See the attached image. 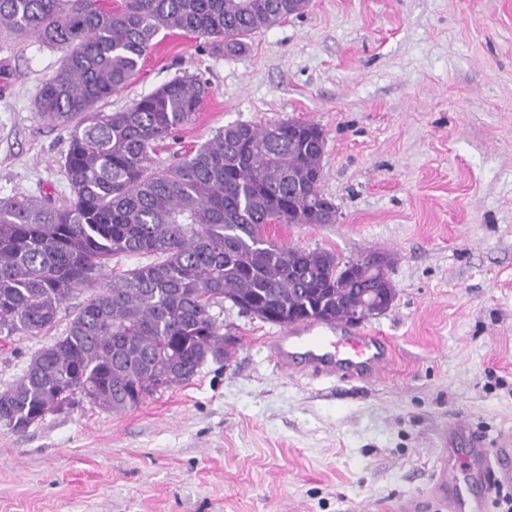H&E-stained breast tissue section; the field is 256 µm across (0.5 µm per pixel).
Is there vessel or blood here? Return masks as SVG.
<instances>
[{
  "label": "vessel or blood",
  "instance_id": "b4317fda",
  "mask_svg": "<svg viewBox=\"0 0 512 512\" xmlns=\"http://www.w3.org/2000/svg\"><path fill=\"white\" fill-rule=\"evenodd\" d=\"M276 366L288 369L293 357H301L312 371L329 378L367 381L380 374L391 361V343L361 329L340 323L315 322L297 325L265 341ZM449 446H463L469 476L477 493L458 494V474L450 458H442L431 473L432 491L440 504L452 512H488L491 499L504 485L512 483V433L489 440L472 432L464 420L454 421L448 434Z\"/></svg>",
  "mask_w": 512,
  "mask_h": 512
}]
</instances>
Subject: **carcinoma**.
Here are the masks:
<instances>
[{"label": "carcinoma", "instance_id": "1", "mask_svg": "<svg viewBox=\"0 0 512 512\" xmlns=\"http://www.w3.org/2000/svg\"><path fill=\"white\" fill-rule=\"evenodd\" d=\"M308 0H0V33L32 35L62 51L37 91L40 115L68 130L72 198L0 200V339L51 328L61 306L94 287L118 255L156 260L112 275L0 391V428L22 433L86 401L121 412L149 393L224 360L213 308L287 327L340 320L360 289L388 275L363 255L342 271L336 254L273 240V224H320L336 204L320 188L315 123L237 124L181 160L153 155L195 120L209 85L172 79L127 109L99 103L127 86L162 32L206 37L239 53L249 36Z\"/></svg>", "mask_w": 512, "mask_h": 512}]
</instances>
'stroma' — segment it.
<instances>
[{
	"instance_id": "stroma-1",
	"label": "stroma",
	"mask_w": 512,
	"mask_h": 512,
	"mask_svg": "<svg viewBox=\"0 0 512 512\" xmlns=\"http://www.w3.org/2000/svg\"><path fill=\"white\" fill-rule=\"evenodd\" d=\"M61 56L0 36V200L70 201L68 132L36 106ZM187 73L210 94L156 165L230 125L324 129L337 222L270 236L389 256L395 300L364 325L390 339L392 365L370 382L286 375L265 348L282 326L225 305L223 363L122 413L83 402L0 429V512H395L425 498L453 421L512 431V0H309L238 55L172 34L102 108ZM89 296L39 335L0 339V390Z\"/></svg>"
}]
</instances>
